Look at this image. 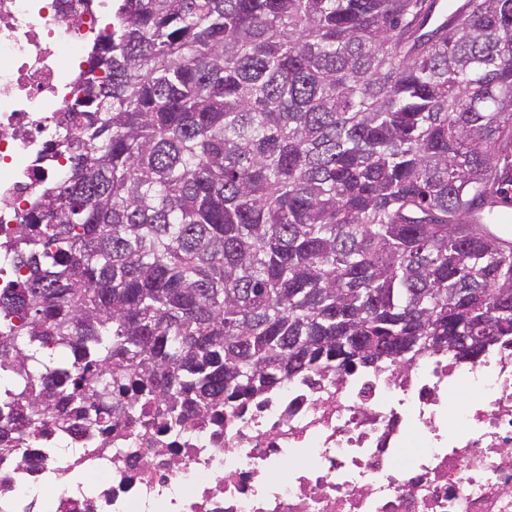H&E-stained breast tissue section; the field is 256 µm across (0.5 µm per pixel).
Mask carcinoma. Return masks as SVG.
<instances>
[{
  "label": "carcinoma",
  "instance_id": "1",
  "mask_svg": "<svg viewBox=\"0 0 512 512\" xmlns=\"http://www.w3.org/2000/svg\"><path fill=\"white\" fill-rule=\"evenodd\" d=\"M112 0L0 232V450L512 344V0Z\"/></svg>",
  "mask_w": 512,
  "mask_h": 512
}]
</instances>
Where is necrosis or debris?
<instances>
[{"label": "necrosis or debris", "instance_id": "4bbe7bcc", "mask_svg": "<svg viewBox=\"0 0 512 512\" xmlns=\"http://www.w3.org/2000/svg\"><path fill=\"white\" fill-rule=\"evenodd\" d=\"M106 0H0V225L66 177L48 148ZM512 512V345L469 369L288 380L166 429L48 426L0 453V512Z\"/></svg>", "mask_w": 512, "mask_h": 512}]
</instances>
